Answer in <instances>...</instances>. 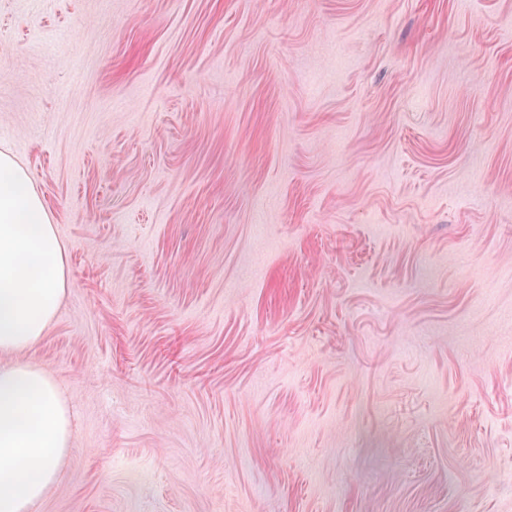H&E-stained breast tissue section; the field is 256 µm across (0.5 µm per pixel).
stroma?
Returning <instances> with one entry per match:
<instances>
[{
  "mask_svg": "<svg viewBox=\"0 0 512 512\" xmlns=\"http://www.w3.org/2000/svg\"><path fill=\"white\" fill-rule=\"evenodd\" d=\"M2 150L34 512H512V0H0ZM67 285L63 249L29 174L0 153V355L44 335ZM69 445V408L53 379L0 361V512H32Z\"/></svg>",
  "mask_w": 512,
  "mask_h": 512,
  "instance_id": "35a3bbf8",
  "label": "stroma"
}]
</instances>
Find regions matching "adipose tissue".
Returning a JSON list of instances; mask_svg holds the SVG:
<instances>
[{
  "label": "adipose tissue",
  "instance_id": "1",
  "mask_svg": "<svg viewBox=\"0 0 512 512\" xmlns=\"http://www.w3.org/2000/svg\"><path fill=\"white\" fill-rule=\"evenodd\" d=\"M68 285L31 178L0 153V512H32L69 445V408L40 367L13 360L45 333Z\"/></svg>",
  "mask_w": 512,
  "mask_h": 512
}]
</instances>
